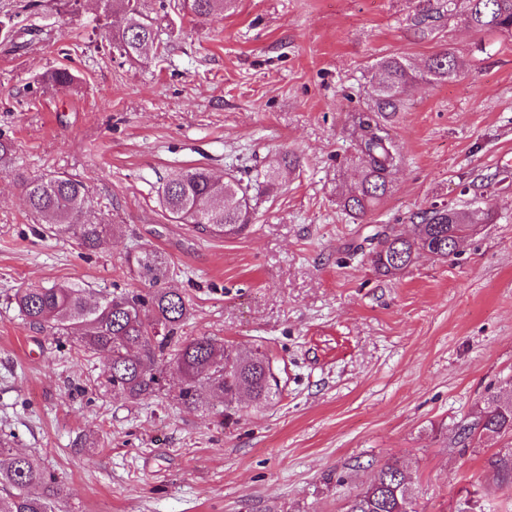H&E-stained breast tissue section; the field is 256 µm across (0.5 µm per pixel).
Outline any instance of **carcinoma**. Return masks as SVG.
<instances>
[{
    "mask_svg": "<svg viewBox=\"0 0 512 512\" xmlns=\"http://www.w3.org/2000/svg\"><path fill=\"white\" fill-rule=\"evenodd\" d=\"M231 0H170L160 8L175 9L196 18L224 13ZM122 16L110 47L123 58H148L160 53L161 40L155 18L142 0H121ZM467 18L479 34L512 37V0H419L413 18L417 34L428 35L433 22ZM372 104L355 118L353 145L358 159L357 180L341 198V206L353 218H361L379 205L390 192L391 174L400 158L388 126L404 110L408 93L417 78L448 80L457 75L458 61L445 50L431 56L421 74L399 56L386 57L377 65ZM76 76L67 68H56L42 83L59 90L70 88ZM31 215L49 225L55 235H69L86 251L107 246L117 225L101 218L86 220L89 190L85 183L65 172L29 176L16 172ZM279 169L258 171L250 179L215 178L202 167L182 168L172 173L158 191L159 204L167 220L189 224L211 237L243 234L250 226L257 196L274 189ZM418 232L412 238L389 224L369 239L371 262L376 271L393 277L413 260L429 253L439 259L453 254L448 234L464 237L468 224H490V209L471 212L434 206L419 213ZM130 267L146 288L128 293H100L76 283L50 287L19 288L9 298L27 325L67 338L85 353L109 356L103 387L137 403L158 392L168 370L182 382L178 404L187 410L207 411L226 422L238 413L245 399L265 407L279 393L272 378L276 361L259 347L241 350L209 336L181 335L192 312L177 290L166 287L171 266L167 256L154 248H142L127 256ZM477 428L488 436L512 435V395L490 394ZM490 465L502 480H512V449L495 454ZM415 481L396 465L381 467L373 479L350 497L345 512H415ZM62 490L57 479L33 455L16 453L11 440L0 435V512H61Z\"/></svg>",
    "mask_w": 512,
    "mask_h": 512,
    "instance_id": "cac0c4a2",
    "label": "carcinoma"
}]
</instances>
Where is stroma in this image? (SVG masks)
Segmentation results:
<instances>
[{"label": "stroma", "instance_id": "1", "mask_svg": "<svg viewBox=\"0 0 512 512\" xmlns=\"http://www.w3.org/2000/svg\"><path fill=\"white\" fill-rule=\"evenodd\" d=\"M145 7L159 58L113 56L100 0H0L32 29L0 48V434L63 489V512H344L388 463L416 480V512H512L489 459L512 437L460 440L486 397L512 387V41L440 19L419 38L417 0H235L202 21ZM452 50L456 76L416 84L390 133L401 163L361 220L338 200L355 180L350 129L377 62L414 68ZM66 65V92L39 76ZM284 151L300 166L259 201L247 232L218 238L166 219L157 191L185 166L248 178ZM64 171L120 235L100 252L35 223L14 181ZM489 207L494 221L439 261L379 275L354 247L382 224L405 235L432 206ZM163 252L192 307L189 337L261 346L281 393L236 425L102 386L106 358L30 328L19 287L137 290L127 254Z\"/></svg>", "mask_w": 512, "mask_h": 512}]
</instances>
